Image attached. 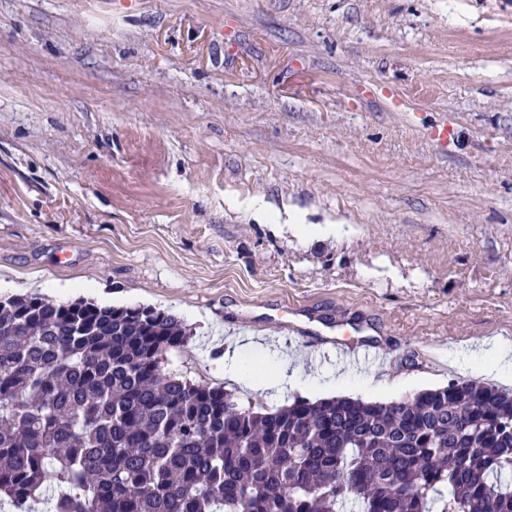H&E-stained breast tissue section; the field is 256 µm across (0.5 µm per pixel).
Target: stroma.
<instances>
[{"instance_id": "stroma-1", "label": "stroma", "mask_w": 512, "mask_h": 512, "mask_svg": "<svg viewBox=\"0 0 512 512\" xmlns=\"http://www.w3.org/2000/svg\"><path fill=\"white\" fill-rule=\"evenodd\" d=\"M26 293L176 315L166 370L244 407L474 378L512 342V0H0V296ZM238 348L300 386L225 378ZM385 355V349L376 343L336 342V357L361 370H371Z\"/></svg>"}]
</instances>
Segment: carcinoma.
Segmentation results:
<instances>
[{
    "label": "carcinoma",
    "mask_w": 512,
    "mask_h": 512,
    "mask_svg": "<svg viewBox=\"0 0 512 512\" xmlns=\"http://www.w3.org/2000/svg\"><path fill=\"white\" fill-rule=\"evenodd\" d=\"M144 306L0 298V507L26 512H512V391L248 408L164 368Z\"/></svg>",
    "instance_id": "1"
}]
</instances>
